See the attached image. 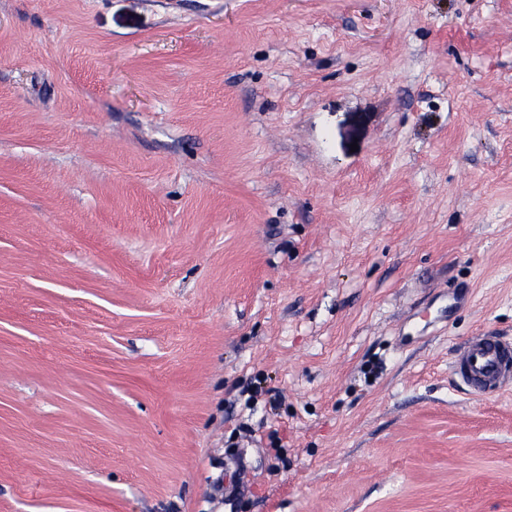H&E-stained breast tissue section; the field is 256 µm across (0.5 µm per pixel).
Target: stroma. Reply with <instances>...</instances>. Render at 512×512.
<instances>
[{
	"label": "stroma",
	"mask_w": 512,
	"mask_h": 512,
	"mask_svg": "<svg viewBox=\"0 0 512 512\" xmlns=\"http://www.w3.org/2000/svg\"><path fill=\"white\" fill-rule=\"evenodd\" d=\"M512 0H0V512H512ZM451 373L471 396L499 395L512 384V341L487 334L472 336L459 348Z\"/></svg>",
	"instance_id": "stroma-1"
}]
</instances>
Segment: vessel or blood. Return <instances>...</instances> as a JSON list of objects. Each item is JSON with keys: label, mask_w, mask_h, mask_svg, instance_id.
Returning <instances> with one entry per match:
<instances>
[{"label": "vessel or blood", "mask_w": 512, "mask_h": 512, "mask_svg": "<svg viewBox=\"0 0 512 512\" xmlns=\"http://www.w3.org/2000/svg\"><path fill=\"white\" fill-rule=\"evenodd\" d=\"M451 373L471 396L499 395L512 386V341L487 334L471 337L459 348Z\"/></svg>", "instance_id": "b4317fda"}]
</instances>
